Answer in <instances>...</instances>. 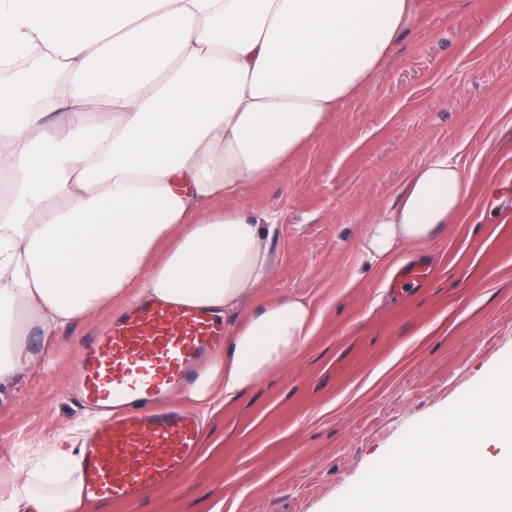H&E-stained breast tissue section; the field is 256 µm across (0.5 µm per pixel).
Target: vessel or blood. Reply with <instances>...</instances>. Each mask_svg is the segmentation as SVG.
<instances>
[{"label": "vessel or blood", "instance_id": "b4317fda", "mask_svg": "<svg viewBox=\"0 0 512 512\" xmlns=\"http://www.w3.org/2000/svg\"><path fill=\"white\" fill-rule=\"evenodd\" d=\"M225 337L223 321L204 309L145 298L85 341L69 394L102 416L82 452L85 498L131 507L189 472L199 424L166 399Z\"/></svg>", "mask_w": 512, "mask_h": 512}]
</instances>
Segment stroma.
Wrapping results in <instances>:
<instances>
[{"mask_svg":"<svg viewBox=\"0 0 512 512\" xmlns=\"http://www.w3.org/2000/svg\"><path fill=\"white\" fill-rule=\"evenodd\" d=\"M501 16L495 30L487 17ZM469 185L461 211L388 260L364 250L373 209L434 153ZM273 209L271 278L241 317L295 296L314 336L205 423L185 476L133 512H325L416 424L447 410L512 355V0H418V18L364 90L340 103L284 171L239 200ZM426 263L427 283L392 285ZM34 337L51 360L0 389V455L52 447L88 410L68 394L85 337L118 314Z\"/></svg>","mask_w":512,"mask_h":512,"instance_id":"obj_1","label":"stroma"}]
</instances>
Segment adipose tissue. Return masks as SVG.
<instances>
[{"mask_svg": "<svg viewBox=\"0 0 512 512\" xmlns=\"http://www.w3.org/2000/svg\"><path fill=\"white\" fill-rule=\"evenodd\" d=\"M416 0H0V386L44 366L52 336L141 296L235 316L272 275L275 211L237 206L357 96ZM451 156L377 206L366 252L391 258L459 213ZM320 317L301 298L237 321L182 392L217 409L300 351ZM79 453L59 439L0 462V512H84Z\"/></svg>", "mask_w": 512, "mask_h": 512, "instance_id": "obj_1", "label": "adipose tissue"}]
</instances>
